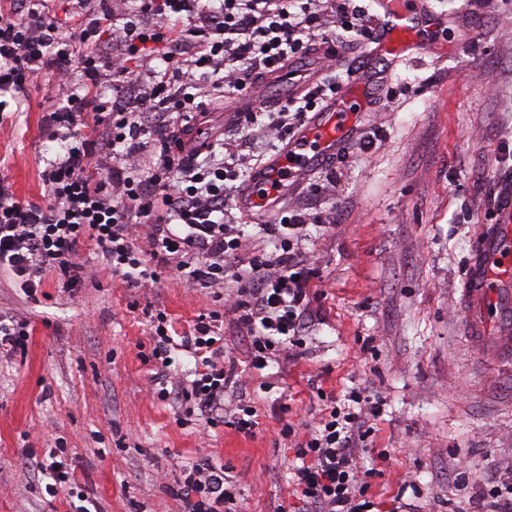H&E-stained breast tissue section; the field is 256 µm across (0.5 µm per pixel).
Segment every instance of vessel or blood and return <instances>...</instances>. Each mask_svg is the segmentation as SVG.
Returning a JSON list of instances; mask_svg holds the SVG:
<instances>
[{"label": "vessel or blood", "mask_w": 512, "mask_h": 512, "mask_svg": "<svg viewBox=\"0 0 512 512\" xmlns=\"http://www.w3.org/2000/svg\"><path fill=\"white\" fill-rule=\"evenodd\" d=\"M377 8L381 31L366 63L355 66L337 94L253 173L239 194L240 206L268 217L302 172L324 166L349 145L363 113L372 108L376 79L369 62L397 67L420 49L426 29L443 23L426 0H379ZM462 298L474 349L491 350L497 358L512 354V185L499 196L496 224L482 230L475 242Z\"/></svg>", "instance_id": "vessel-or-blood-1"}]
</instances>
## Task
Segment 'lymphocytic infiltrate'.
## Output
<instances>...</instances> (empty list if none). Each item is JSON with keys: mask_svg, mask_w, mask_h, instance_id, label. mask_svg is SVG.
Here are the masks:
<instances>
[{"mask_svg": "<svg viewBox=\"0 0 512 512\" xmlns=\"http://www.w3.org/2000/svg\"><path fill=\"white\" fill-rule=\"evenodd\" d=\"M76 2L77 10L61 12L52 0L0 7V112L21 107L40 72H52L65 89L41 126L46 141L59 146L42 172L47 204L20 202L0 183V274L31 296L51 272L78 284L84 267L76 251L88 241L132 286L157 283L160 269L172 264L192 284L230 287L226 302L235 326L250 336L251 368L265 369L273 358L302 348L301 332L316 316V273L298 246L307 218L294 208L281 212L277 223L261 227L275 241L274 251L244 256L246 230L226 195L262 160L220 138L200 151L192 122L210 89L246 92L259 76L334 36L348 47L373 42V15L356 0H138L116 31L109 4L90 9L87 0ZM148 15L154 24H144ZM171 22L185 25L188 52L175 50L164 36L161 27ZM157 56L164 69L145 71ZM335 90L319 80L279 111L248 108L237 121L256 141L284 140ZM146 140L153 149L144 158ZM143 226L145 250L136 244ZM150 330V355L158 365L154 397L181 401L205 426L227 422L254 435L260 425L254 403L224 413V391L237 363L224 356L218 312L199 315L191 334L179 338L159 310ZM176 346L198 364L185 387L170 380ZM379 413V402L350 388L343 404L332 406L298 442L289 470L292 512H377L373 472L358 469L356 454ZM177 484L183 512H236L223 468L195 463Z\"/></svg>", "mask_w": 512, "mask_h": 512, "instance_id": "obj_1", "label": "lymphocytic infiltrate"}]
</instances>
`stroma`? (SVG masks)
<instances>
[{
    "mask_svg": "<svg viewBox=\"0 0 512 512\" xmlns=\"http://www.w3.org/2000/svg\"><path fill=\"white\" fill-rule=\"evenodd\" d=\"M444 17L425 46L385 76L353 143L305 172L281 207L309 208L301 248L321 277L318 312L301 356L245 370L224 391V411L256 401L261 425L178 426V404L148 393L146 308L164 307L179 334L219 312L232 357L249 338L211 289L164 272L128 287L100 264L69 288L46 275L35 296L0 280V311L28 320L26 352L0 348V512H71L30 467L64 443L73 479L97 512H182L174 492L184 465L209 460L236 484L238 512H282L294 500V439L331 397L360 384L382 402L357 461L375 469L382 512H473L490 477L512 473V357L485 360L464 333L460 288L512 148V0H429ZM59 94L51 74L30 86L21 111L0 116V181L17 199L44 203L54 150L41 136ZM335 186L332 195L319 194Z\"/></svg>",
    "mask_w": 512,
    "mask_h": 512,
    "instance_id": "1",
    "label": "stroma"
}]
</instances>
